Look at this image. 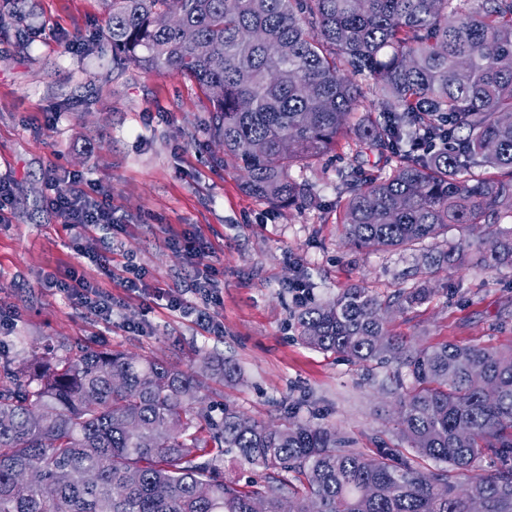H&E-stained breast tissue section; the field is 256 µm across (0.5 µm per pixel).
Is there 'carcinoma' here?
<instances>
[{
  "instance_id": "cac0c4a2",
  "label": "carcinoma",
  "mask_w": 512,
  "mask_h": 512,
  "mask_svg": "<svg viewBox=\"0 0 512 512\" xmlns=\"http://www.w3.org/2000/svg\"><path fill=\"white\" fill-rule=\"evenodd\" d=\"M112 63L172 70L210 94L211 132L242 189L272 205L304 203L291 175L361 130L391 172L340 179V223L358 250L411 248L452 229L484 237L422 253L430 269L512 268V0H107ZM374 82L366 99L357 78ZM438 147H432V144ZM416 284L381 300L346 288L303 308L301 339L359 363L393 364L412 387L396 423L415 453L368 457L336 430L262 425L231 404L204 410L200 374L240 378L202 357V373L123 351L32 352L0 366V512H512V348L415 347L387 314L424 303ZM292 472L247 490L224 455ZM494 456L502 467L480 473ZM440 467L430 471L418 459Z\"/></svg>"
}]
</instances>
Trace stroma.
<instances>
[{
	"label": "stroma",
	"instance_id": "obj_1",
	"mask_svg": "<svg viewBox=\"0 0 512 512\" xmlns=\"http://www.w3.org/2000/svg\"><path fill=\"white\" fill-rule=\"evenodd\" d=\"M104 0H0V180L12 197L0 211V365L31 350L90 346L123 350L195 369L208 355L237 363L243 383L206 380L205 394L257 422L288 416L336 428L349 449L407 452L395 424L388 368L361 366L313 349L298 337L299 305L289 282L306 280L320 304L359 287L380 298L429 279L430 300L393 311L389 330L416 346L512 347V269L429 272L419 249L362 252L342 235L346 198L336 173H370L378 161L350 128L336 153L294 168L314 205L275 207L245 193L210 131L209 100L177 72L114 68L99 40ZM84 175L107 197L115 223L83 235L47 207L50 174ZM200 239L219 301L220 332L170 308L197 268L184 236ZM111 250L115 266L144 275L127 291L90 262ZM83 275L111 292L103 320L47 285Z\"/></svg>",
	"mask_w": 512,
	"mask_h": 512
}]
</instances>
